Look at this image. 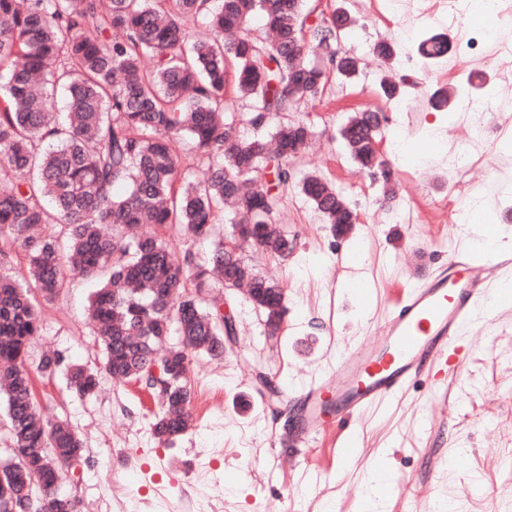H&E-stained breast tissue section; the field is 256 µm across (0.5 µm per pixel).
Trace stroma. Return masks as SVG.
<instances>
[{
  "mask_svg": "<svg viewBox=\"0 0 512 512\" xmlns=\"http://www.w3.org/2000/svg\"><path fill=\"white\" fill-rule=\"evenodd\" d=\"M436 3L322 0L318 16L350 12L355 25L340 42L362 64L349 80L330 74L320 104L303 113L313 136L295 168L301 177L328 178L360 222L335 237L300 190H289L283 221L293 253L253 257L285 291L282 328L268 336L263 314L243 294L225 292L236 335L223 358L191 356L194 424L173 445L152 436L149 397L104 371L88 321L96 281L72 276L52 301L40 302L28 368L55 351L99 373L90 398L71 392L64 372L35 379L44 419L68 422L83 440L78 478L60 485L80 498L81 512H512V290L502 291L460 367L424 369L363 416L356 438L332 430L299 445L289 440L294 410L286 395L326 380L341 353L369 345L402 292L469 244L467 224L445 221L455 183L488 192L489 229L512 252V116L478 132L466 100L450 112L429 103L434 91L455 85L512 101V83L500 77L512 27L501 49L408 67L425 36L446 32ZM380 41L395 43L392 61L372 54ZM386 76L399 87L390 100L380 88ZM368 108L388 117L380 137L393 174L388 199L339 137L347 119ZM461 147L472 162L463 175L448 162ZM268 380L282 400L270 399Z\"/></svg>",
  "mask_w": 512,
  "mask_h": 512,
  "instance_id": "1",
  "label": "stroma"
}]
</instances>
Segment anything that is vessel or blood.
<instances>
[{
    "label": "vessel or blood",
    "mask_w": 512,
    "mask_h": 512,
    "mask_svg": "<svg viewBox=\"0 0 512 512\" xmlns=\"http://www.w3.org/2000/svg\"><path fill=\"white\" fill-rule=\"evenodd\" d=\"M481 266L464 252L446 268L413 288L380 328L372 345L340 357L336 365V424L348 430L370 409L399 393L429 359L452 363L460 344L474 333L477 314L491 298ZM297 406L295 431L300 439L328 428L316 389L292 398Z\"/></svg>",
    "instance_id": "1"
}]
</instances>
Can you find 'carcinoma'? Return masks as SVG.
<instances>
[{
	"instance_id": "carcinoma-1",
	"label": "carcinoma",
	"mask_w": 512,
	"mask_h": 512,
	"mask_svg": "<svg viewBox=\"0 0 512 512\" xmlns=\"http://www.w3.org/2000/svg\"><path fill=\"white\" fill-rule=\"evenodd\" d=\"M206 2L0 0V401L14 451L0 456V512H80L56 474L83 456L82 444L67 424L43 421L25 369L40 331L32 289L50 301L70 274L100 282L88 311L106 372L156 386L151 430L165 444L187 430L189 356L220 358L224 337L236 334L224 328V293L212 288H246L272 336L283 322L282 288L251 258L228 257L224 237L239 224L278 222L294 187L288 120L279 113L288 111V59L309 53L288 47V16L305 13L299 0H222L216 10ZM255 16L260 35L248 27ZM199 19L210 37L193 41ZM324 43L334 60L336 32L319 23L310 47ZM448 49L438 35L420 43L429 60ZM58 90L67 98L62 120L52 106ZM240 99L248 111H238ZM368 116L358 112L341 129L363 170L384 164L370 148L382 127ZM240 124L253 137H240ZM180 140L208 159L206 181L181 178ZM269 167L274 186H255ZM301 191L328 224H336V202L349 204L317 174L303 178ZM141 224L212 248L178 257L158 234H132ZM51 226L60 232L45 233ZM247 248L286 257L294 238L269 235ZM18 253L27 280L5 272ZM173 336L179 342L160 349ZM67 380L81 397L99 386L81 366Z\"/></svg>"
}]
</instances>
